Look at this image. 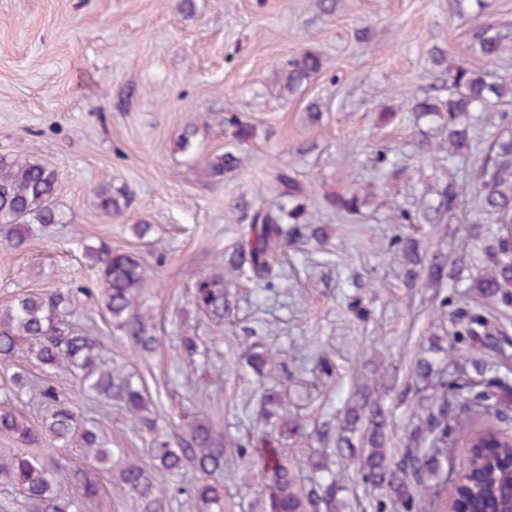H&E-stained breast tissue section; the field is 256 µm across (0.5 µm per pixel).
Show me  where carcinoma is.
Instances as JSON below:
<instances>
[{
  "mask_svg": "<svg viewBox=\"0 0 512 512\" xmlns=\"http://www.w3.org/2000/svg\"><path fill=\"white\" fill-rule=\"evenodd\" d=\"M488 0H455L457 13L468 19V47L488 62H495L512 50V33L503 31L488 15ZM432 62L442 73L434 94L413 97L410 111L424 118L448 113V141L454 146L466 143L470 131L468 120L474 112H488L501 106L500 118L512 122V80H487L485 74L461 60L448 67L440 51ZM325 73L323 58L312 51L289 58L280 71L282 90L293 95ZM224 128L234 142L243 146L257 135L256 126L244 120L230 107L224 108ZM197 128L190 123L178 140V151L191 155L197 148ZM494 156L481 167L479 209L494 224L512 225V138H502L492 145ZM217 180L235 171L239 158L232 151L215 156L209 162ZM61 173L37 158H21L0 154V240L15 249H23L49 224L64 222L55 202ZM281 201L274 207H240L241 219L249 222L248 238L236 245L225 262L230 271L246 276L260 288L273 287L280 275L273 271L271 257L290 246L322 243L319 228L312 225L297 179L288 168L277 173ZM463 187L451 181L438 191L437 205L424 214L426 222H439L454 212ZM96 207L104 215L122 218L132 199L121 188L104 185L95 191ZM329 208L337 215H357L365 200L357 192L327 198ZM75 243L95 270L100 295L106 312L139 351H151L158 343L144 316L139 313L137 298L144 283L145 266L139 253L114 248L105 241L77 239ZM496 250L500 257L493 272L476 283L479 293L512 304V257L504 254L501 229H496ZM427 276L439 283L448 278V260L432 255ZM194 306L213 321H222L228 312L224 295V275H204L194 284L191 294ZM69 294L59 290L22 292L0 305V361L35 359L39 365L67 375L80 392L117 400L132 415L133 426L141 432L155 431L154 419L146 415V388L118 367L105 365L100 358L99 338L60 322L67 312ZM450 321L458 341L465 343V353L495 345L500 338L492 334L487 318L459 306L450 313ZM471 367L478 378L467 377L468 409H477L480 418L448 422L452 400L456 398L448 376L433 369L430 361L419 365V374L430 393L419 402L417 424L401 459L392 463L384 449L387 412L371 393L361 392L360 400L346 413V421L365 419L370 427V448L358 452L351 438L339 435L335 453L358 460L363 480L389 490V502L378 504L379 512L387 507L402 512H419L428 494L448 492V486L466 479L461 495L484 512H509L512 508V431L502 427L507 414L484 387L479 377L492 367L477 360ZM39 397L48 409L45 425L52 440L63 448H77L97 470H112V449L98 429L88 426L70 402L51 382L39 383ZM265 415L277 418L278 436L263 434L245 441H233L232 447L242 457L258 455L267 482L261 495L264 512H337L336 496L341 490L336 473L325 459L309 457L314 476L309 486L297 483L295 473L283 460L280 439L298 430V423L270 409L269 395L261 399ZM0 433L14 436L25 444L39 440L36 429L11 408H0ZM467 447L464 469L450 475L442 461L448 452ZM226 442L205 418L195 419L177 446L156 436L149 456L156 466L172 475L191 465L202 479L195 483H177L169 488L156 487L145 468L126 462L119 469V481L128 494L140 503L141 512H164L166 499L185 496L199 512H224L223 495L208 478L224 472ZM0 480L16 486L22 493L26 512H74V501L63 496L60 484L71 480L79 484L82 497L92 501L99 496L100 485L81 469L64 468L44 455L15 453L0 460Z\"/></svg>",
  "mask_w": 512,
  "mask_h": 512,
  "instance_id": "1",
  "label": "carcinoma"
}]
</instances>
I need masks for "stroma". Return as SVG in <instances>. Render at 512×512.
Masks as SVG:
<instances>
[{"label":"stroma","instance_id":"stroma-1","mask_svg":"<svg viewBox=\"0 0 512 512\" xmlns=\"http://www.w3.org/2000/svg\"><path fill=\"white\" fill-rule=\"evenodd\" d=\"M179 0H0V154L28 156L59 169L57 202L65 221L45 229L23 251L0 242V303L20 291L73 292L67 322L100 337L105 361L135 373L150 394L160 433L175 436L195 417L207 418L225 440H246L266 429L260 391L281 401L300 424L284 453L307 478L308 454L325 457L339 475L341 512H375L385 490L362 483L355 460L334 454L343 407L353 392L370 387L389 409L385 448L398 461L408 445L418 404L427 390L417 375L420 358L448 367L455 344L443 299L493 318L509 343L482 356L497 366L512 403V306L481 296L476 280L495 264L496 226L478 209L474 171L491 144L512 137V123L480 113L468 148L420 154L419 128L403 110L408 96L434 84L432 49L449 62L466 60L494 80L512 78V55L486 63L467 49L468 25L452 0H336L333 15L315 0H196L195 14ZM304 50L319 52L325 74L286 98L279 70ZM322 106L319 123L307 106ZM232 106L257 126L248 145L232 148L222 123ZM198 127V151L187 157L177 140L187 123ZM235 149L240 166L214 181L212 156ZM391 163L379 166L377 151ZM294 171L307 203L325 229L323 247H291L276 254L285 271L274 290L256 288L226 273L224 254L244 228L241 202L270 207L278 200L276 174ZM464 183L458 208L439 224L423 209L439 186ZM125 186L132 197L126 217L110 218L94 206L96 188ZM356 191L361 214L326 210L323 198ZM407 211L410 223L391 214ZM147 219L155 231L139 240L131 226ZM414 238L420 254L447 255L457 275L442 285L419 276L407 284L408 263L390 249L395 232ZM84 235L139 252L146 267L140 312L159 344L138 352L103 310L96 281L74 240ZM224 276L230 312L215 323L198 312L189 293L204 274ZM360 301L368 315L352 309ZM197 337L200 355L187 357L181 339ZM272 352L264 376L249 361ZM329 359L333 376L321 375ZM26 371L52 378L79 414L104 434L114 455L150 469L158 486L173 484L154 470L149 437L134 430L119 404L76 394L61 374L48 376L33 360L0 364V404L34 427L48 412L36 392L14 397L10 377ZM94 502L63 484L80 512H140L117 473L94 474ZM212 482L224 512H261L265 473L250 458H230Z\"/></svg>","mask_w":512,"mask_h":512}]
</instances>
